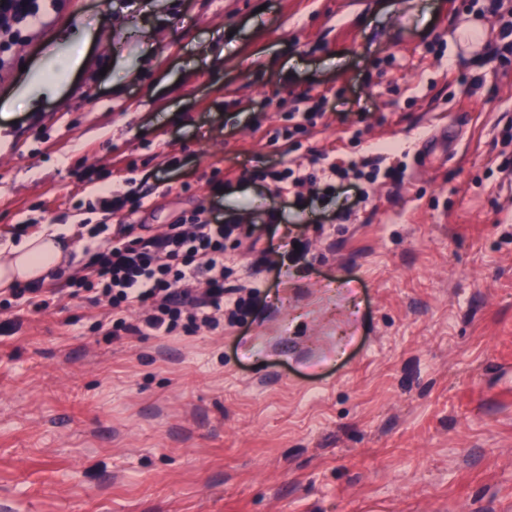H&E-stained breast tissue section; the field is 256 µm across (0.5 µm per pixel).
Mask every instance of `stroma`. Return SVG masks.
<instances>
[{
	"instance_id": "stroma-1",
	"label": "stroma",
	"mask_w": 512,
	"mask_h": 512,
	"mask_svg": "<svg viewBox=\"0 0 512 512\" xmlns=\"http://www.w3.org/2000/svg\"><path fill=\"white\" fill-rule=\"evenodd\" d=\"M41 10L0 67V244L75 225L78 274L129 183L156 233L202 207L282 228L226 251L259 290L241 322L114 340L88 331L105 305L64 297L0 338V512H512V0ZM307 92L298 162L389 144L421 165L346 221L342 193L289 207L254 174Z\"/></svg>"
}]
</instances>
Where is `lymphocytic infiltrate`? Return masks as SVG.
Here are the masks:
<instances>
[{
    "instance_id": "1",
    "label": "lymphocytic infiltrate",
    "mask_w": 512,
    "mask_h": 512,
    "mask_svg": "<svg viewBox=\"0 0 512 512\" xmlns=\"http://www.w3.org/2000/svg\"><path fill=\"white\" fill-rule=\"evenodd\" d=\"M40 11V0H0V67L11 47L40 22ZM311 162L318 170L304 177L295 175L288 166L271 172L278 194L288 195L291 188L308 182L324 183L331 194L355 187L361 180L373 183L383 178L396 182L407 169L403 161L380 167L378 158L370 156L351 161L344 168L327 153L318 151ZM100 203L107 220L88 229L85 272L67 283L70 296H84L93 306L107 303L109 311L95 321L94 332L115 339L191 335L204 328L217 330L248 313L258 291L250 289L243 297L225 289L224 250L235 232L251 237L254 227H241L233 219L214 221L200 209L158 234L137 233L135 225L128 222L103 247L96 240L107 233L108 219L121 216L128 220L141 211L144 197L116 190Z\"/></svg>"
}]
</instances>
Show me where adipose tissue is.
<instances>
[{"label": "adipose tissue", "mask_w": 512, "mask_h": 512, "mask_svg": "<svg viewBox=\"0 0 512 512\" xmlns=\"http://www.w3.org/2000/svg\"><path fill=\"white\" fill-rule=\"evenodd\" d=\"M71 228L54 225L26 236L20 243L0 245V288L27 284L67 272Z\"/></svg>", "instance_id": "1"}]
</instances>
